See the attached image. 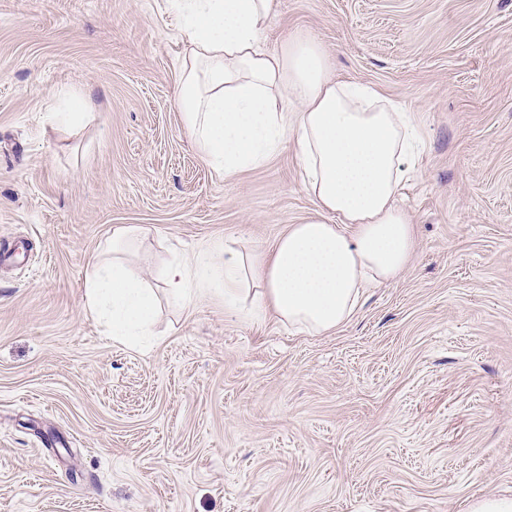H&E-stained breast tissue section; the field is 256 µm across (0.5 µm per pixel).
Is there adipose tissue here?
<instances>
[{"label":"adipose tissue","mask_w":512,"mask_h":512,"mask_svg":"<svg viewBox=\"0 0 512 512\" xmlns=\"http://www.w3.org/2000/svg\"><path fill=\"white\" fill-rule=\"evenodd\" d=\"M279 0H172L185 52L177 103L202 160L231 177L268 163L294 140L314 213L289 225L264 252L224 246L175 257L160 277L192 300L218 289L228 312L274 314L299 332L336 331L364 288L396 278L415 249L412 216L398 204L422 141L410 116L369 84L330 74L321 44L293 36L279 48L265 33ZM138 227L112 234V261H96L86 282L89 310L113 339L153 324L157 299L120 259Z\"/></svg>","instance_id":"ef3b65f1"}]
</instances>
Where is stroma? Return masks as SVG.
I'll return each instance as SVG.
<instances>
[{
  "mask_svg": "<svg viewBox=\"0 0 512 512\" xmlns=\"http://www.w3.org/2000/svg\"><path fill=\"white\" fill-rule=\"evenodd\" d=\"M423 141L416 247L336 331L183 302L174 255L265 251L309 217L286 143L221 178L175 97L170 0H0V512H468L512 495V0H280ZM90 115L47 119L61 91ZM155 289L146 343L85 309L128 225Z\"/></svg>",
  "mask_w": 512,
  "mask_h": 512,
  "instance_id": "obj_1",
  "label": "stroma"
}]
</instances>
